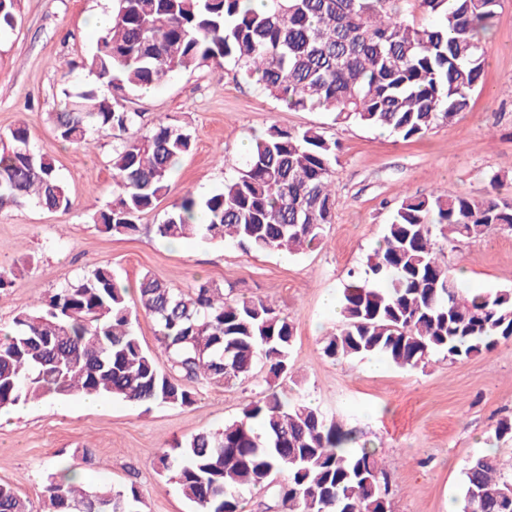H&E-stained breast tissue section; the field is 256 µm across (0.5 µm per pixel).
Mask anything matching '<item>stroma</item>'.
<instances>
[{
  "mask_svg": "<svg viewBox=\"0 0 512 512\" xmlns=\"http://www.w3.org/2000/svg\"><path fill=\"white\" fill-rule=\"evenodd\" d=\"M111 11L112 0H17L15 27L0 34V133L26 126L31 144L55 158L72 200L67 212L34 205L0 211V269L23 271L0 293V335L34 300L96 266L112 267L132 302L146 274L180 289L207 278L231 295L263 298L288 316L294 326L289 398L310 401L355 430L359 443L379 449L392 512H448L466 461L479 453L495 451L501 471L511 475L512 440L491 437L496 422L512 414V340L454 364L434 355L409 370L386 362L376 370L368 358L334 361L322 347L338 322L326 296H341L350 272L362 271L404 196L478 199L495 174L501 197L512 201V0H503L493 20L485 82L471 108L411 142L333 124L321 111L288 109L244 81L230 62L174 72L143 94L116 93L84 65L100 36L89 18ZM86 88L142 113L132 135L149 134L161 117L192 134V151L178 164L168 195L142 216L146 229L138 236H112L92 221L112 199L111 138L77 149L57 137L48 119L65 92ZM273 125L321 127L340 144L336 211L320 247L301 256L255 253L197 240L175 246L148 233L185 192L221 191ZM438 245L449 264L467 272L468 288H512L511 231H491L472 246L443 238ZM191 390L188 406L149 409L112 398L100 411L80 398L15 405L0 415V484L39 505L48 475L87 448L91 484L136 485L147 512H194L169 474L159 472L157 459L174 441L241 417L255 388L204 383Z\"/></svg>",
  "mask_w": 512,
  "mask_h": 512,
  "instance_id": "1",
  "label": "stroma"
}]
</instances>
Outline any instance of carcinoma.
<instances>
[{"instance_id": "carcinoma-1", "label": "carcinoma", "mask_w": 512, "mask_h": 512, "mask_svg": "<svg viewBox=\"0 0 512 512\" xmlns=\"http://www.w3.org/2000/svg\"><path fill=\"white\" fill-rule=\"evenodd\" d=\"M501 0H113L112 21L88 60L97 79L117 90H146L177 70L223 67L296 110H322L338 123L381 128L404 140L452 121L482 88L485 43ZM15 24V0H0V31ZM53 114L57 136L87 148L112 138V202L92 216L114 236L134 237L143 214L169 192L180 159L192 148L185 128L159 120L132 137L142 113L92 90L65 94ZM0 149V210L33 202L71 207L54 159L16 127ZM338 142L319 127L272 126L255 141L244 169L224 190L191 192L153 225L168 242L199 239L248 251L301 254L323 241L332 223L331 180ZM205 219L197 223L194 215ZM448 243H477L492 230L512 231V203L498 177L479 199L464 194L404 196L383 243L343 290V319L325 337L332 360L381 356L416 369L439 353L455 363L512 339V289L474 292L439 257L433 229ZM128 288L109 266H97L19 312L0 341V409L47 398L106 396L147 407L193 403L188 384L228 387L290 373L294 327L257 298L224 294L208 279L187 289L146 274L138 308L151 316L166 359L160 367L131 322ZM197 512H242L245 493L277 490L285 512H391L378 450L305 400L292 403L273 386L240 418L203 431L158 458ZM64 469L42 490V512H146L135 486L83 487ZM459 512H512V479L490 454L463 470ZM0 512H34L30 501L0 485Z\"/></svg>"}]
</instances>
